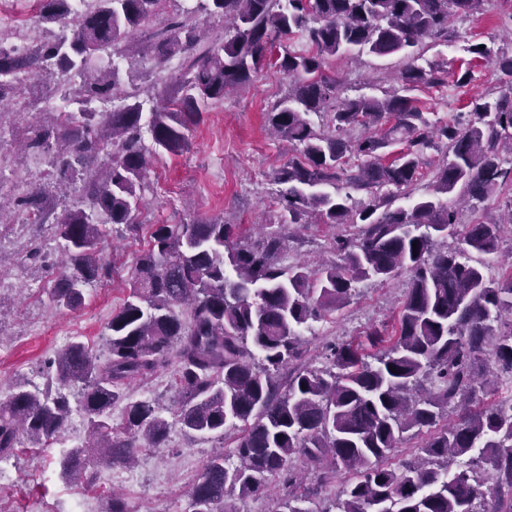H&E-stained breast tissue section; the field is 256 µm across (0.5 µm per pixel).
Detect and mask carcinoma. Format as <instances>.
Wrapping results in <instances>:
<instances>
[{"instance_id":"cac0c4a2","label":"carcinoma","mask_w":512,"mask_h":512,"mask_svg":"<svg viewBox=\"0 0 512 512\" xmlns=\"http://www.w3.org/2000/svg\"><path fill=\"white\" fill-rule=\"evenodd\" d=\"M42 2V18L71 33L22 51L0 46V100L24 86L35 92L60 72L79 78L83 108L39 115L24 151L53 155L52 189L80 181L82 198L60 215L47 205L51 189L18 200L37 223L53 226L66 256L50 289L55 307L78 308L86 287L117 274L105 241L115 225L142 229L134 214L150 151L183 153L205 108L266 66L289 78L268 122L291 155L274 171L282 185L276 227L261 236L222 219L151 226L128 296L107 326L109 358L99 363L75 339L43 386L18 385L0 400V458L23 439L41 445L57 436L72 413L62 389L80 383L89 436L61 454L64 481L163 446L167 411L185 433L220 440L241 423L238 463L222 454L208 461L191 489L192 512H238L232 494L244 499L274 481L288 487L282 512H512V398L487 402L512 384V273L496 278L474 258L498 253L502 224H468L457 245L438 247L456 224L448 195L473 205L512 184L499 153L512 140V85L474 104L463 122L429 118L414 96L448 81L446 60L418 66L414 49L448 41L449 17L477 13L483 0H197L196 12L224 19V40H210L185 11L152 34L157 63L179 55L183 67L153 86L151 149L142 141L141 89H120L117 71L91 60L139 52L135 32L167 0H96L79 14L69 0ZM284 36L304 49L281 48ZM347 51L410 62L382 95L343 98L324 64ZM465 51L512 77V40ZM94 102L111 109L98 112ZM315 116L327 130L315 129ZM355 126L364 134L343 138ZM440 143L432 190L414 198L426 150ZM347 156L358 161L354 174ZM402 198L411 203L395 205ZM297 224L350 228L335 239L339 261L283 263ZM401 271L410 285L391 324L335 345L322 368L301 363L302 329L346 307L356 283L385 284ZM172 363V407L126 403L123 426L113 427L112 407L125 403L129 384ZM425 427L432 433L417 453L392 466L406 433ZM298 454L312 462L317 485L343 478L335 499L311 507L317 489H301Z\"/></svg>"}]
</instances>
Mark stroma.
Segmentation results:
<instances>
[{
  "mask_svg": "<svg viewBox=\"0 0 512 512\" xmlns=\"http://www.w3.org/2000/svg\"><path fill=\"white\" fill-rule=\"evenodd\" d=\"M17 23L0 24V45L29 48L63 34V27L44 22L39 0H14ZM512 30V0H484L479 14L451 17L448 40L424 42L422 60L443 57L449 70L472 62L473 81L460 88L454 82L418 91L424 111L452 121L472 109L474 96H497L505 78L481 59L466 52L468 43L493 44ZM401 56L353 57L346 53L327 58L326 70L338 77L347 96L377 95L389 88L404 66ZM289 80L277 69L263 70L252 83L224 101L210 105L204 120L188 133L189 147L179 155L149 157L143 202L136 236L110 237L106 256L120 268L118 282L102 283L84 291L76 310L49 305L48 288L61 255L49 251L45 260L33 261V241H49V225L29 223L26 212L12 213L0 224V251L12 260L1 278L10 281L0 292V400L7 399L16 382L43 384L48 363L72 338L88 342L99 359H107V323L127 298L123 285L136 254L146 248L149 224H177L186 218L223 217L225 223L252 227L273 220L278 212L279 187L275 170L288 159L285 144L272 137L267 114L288 93ZM32 124L23 105L9 101L0 106V201L35 191L53 180L50 167L38 164L31 154L18 151ZM334 227L308 224L301 227L285 255L286 262L332 261ZM408 275L400 273L388 284L365 281L348 307L303 330L305 363L321 367L329 345L355 338L368 328L388 322L397 312L407 288ZM85 420L68 419L54 444H23L11 458L13 477L0 484V512H68L72 499H81L85 512H103L110 495L120 497L128 512H190L189 491L207 461L217 453L231 454L237 429L227 428L223 440L184 434L172 424L161 448H141L127 466L99 464L93 482L60 479L56 460L63 450L84 440Z\"/></svg>",
  "mask_w": 512,
  "mask_h": 512,
  "instance_id": "stroma-1",
  "label": "stroma"
}]
</instances>
